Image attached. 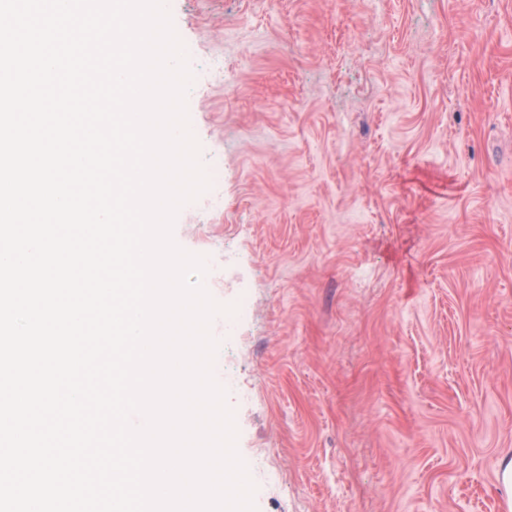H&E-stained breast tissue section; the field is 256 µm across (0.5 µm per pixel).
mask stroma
<instances>
[{"instance_id":"1","label":"stroma","mask_w":512,"mask_h":512,"mask_svg":"<svg viewBox=\"0 0 512 512\" xmlns=\"http://www.w3.org/2000/svg\"><path fill=\"white\" fill-rule=\"evenodd\" d=\"M232 256L256 512H512V0H167ZM249 398L238 396L239 389Z\"/></svg>"}]
</instances>
